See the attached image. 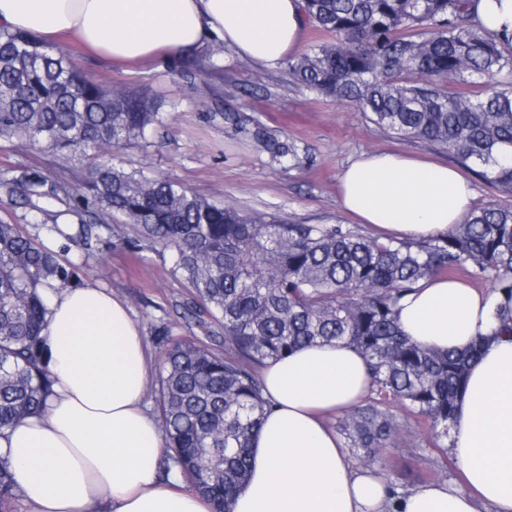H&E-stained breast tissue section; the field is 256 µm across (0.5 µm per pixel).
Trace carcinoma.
Segmentation results:
<instances>
[{
  "label": "carcinoma",
  "instance_id": "1",
  "mask_svg": "<svg viewBox=\"0 0 512 512\" xmlns=\"http://www.w3.org/2000/svg\"><path fill=\"white\" fill-rule=\"evenodd\" d=\"M474 0H305L313 26L331 36L289 61L294 82L353 106L400 137L430 142L467 167L491 175L512 194V49L476 20ZM220 47L202 49L188 66L219 70ZM474 86L470 95L459 88ZM109 88L53 53L37 36L0 28V137L28 140L57 154L86 153L107 137L118 148L147 144L163 124L159 104L128 91L102 108ZM272 161L286 164L295 145L258 131ZM86 191L73 199L91 223L65 235L92 248L93 228L120 216L112 236L129 233L175 251V269L193 289L188 318L224 327V351L194 338L171 339L152 389L175 469L206 496L212 512L231 502L250 475V441L270 408L260 369L314 343L346 342L365 358L371 396L336 428L370 465L396 444L399 403L448 447L456 400L484 342L441 352L399 330L405 294L431 275L461 270L488 280L510 307L498 332L512 333V208L475 209L447 236L382 242L360 225L276 224L218 205L180 184L128 172L91 155ZM79 282L37 236L0 223V437L42 410L53 378L41 332L51 293ZM19 491L0 452V512H18Z\"/></svg>",
  "mask_w": 512,
  "mask_h": 512
}]
</instances>
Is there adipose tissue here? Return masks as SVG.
I'll use <instances>...</instances> for the list:
<instances>
[{
    "mask_svg": "<svg viewBox=\"0 0 512 512\" xmlns=\"http://www.w3.org/2000/svg\"><path fill=\"white\" fill-rule=\"evenodd\" d=\"M473 9L512 46V0H475ZM305 24L303 0H0V26L45 43L74 36L120 67L186 56L209 40L275 66L296 54ZM340 184L343 209L384 241L445 236L476 198L460 168L404 154H361ZM500 302L435 275L398 312L402 333L427 348L485 340L450 432L461 485L393 499L378 471L353 466L326 417L367 397L369 369L348 344H315L263 368L273 407L251 442L250 479L231 512H512V336L492 335ZM43 336L53 394L44 412L0 438L30 512H211L178 474L157 473L165 440L146 403L152 362L124 302L93 285L64 289Z\"/></svg>",
    "mask_w": 512,
    "mask_h": 512,
    "instance_id": "obj_1",
    "label": "adipose tissue"
}]
</instances>
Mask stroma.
I'll return each mask as SVG.
<instances>
[{"mask_svg": "<svg viewBox=\"0 0 512 512\" xmlns=\"http://www.w3.org/2000/svg\"><path fill=\"white\" fill-rule=\"evenodd\" d=\"M58 48L109 87L148 92L166 116L164 126L149 134V147H127L113 155L114 164L179 182L251 216L291 224L347 225L351 219L339 206L338 176L360 153L450 159L431 143L398 138L351 106L298 88L284 63L261 66L227 51L219 60L220 75L181 77L171 72L167 59L128 70L102 65L72 37ZM228 112L235 114V124L225 123ZM259 128L294 142L295 160L285 165L271 162L253 136ZM86 165V157L79 154H52L26 141L0 139V222L44 241L51 237L48 225L80 223L68 197L81 193ZM25 171L64 185L67 195L27 200L9 194L10 183ZM93 235L92 250L72 243L59 249V258L77 266L81 283L106 288L128 306L152 361L160 359L162 337L202 340L223 335L220 324L201 326L184 319L191 290L174 269L171 249L144 238L136 246L123 245L102 226L95 227ZM391 412L406 430L402 441L383 450L375 464L397 493L416 488L418 475L432 468L443 471L445 482L455 481V464L448 452L434 449L430 429L407 417L399 405H392ZM417 442L429 448V460L414 455Z\"/></svg>", "mask_w": 512, "mask_h": 512, "instance_id": "35a3bbf8", "label": "stroma"}]
</instances>
